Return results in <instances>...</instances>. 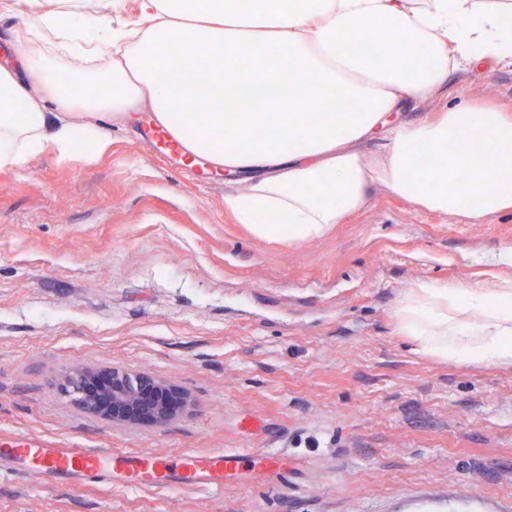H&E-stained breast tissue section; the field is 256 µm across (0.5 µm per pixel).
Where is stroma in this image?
Returning a JSON list of instances; mask_svg holds the SVG:
<instances>
[{"label":"stroma","mask_w":512,"mask_h":512,"mask_svg":"<svg viewBox=\"0 0 512 512\" xmlns=\"http://www.w3.org/2000/svg\"><path fill=\"white\" fill-rule=\"evenodd\" d=\"M164 145L0 173V430L90 448H281L280 483L220 496L0 479V512H512V369L411 352L394 308L416 283L504 276L512 216L416 214L397 197L326 237L254 238ZM121 367L187 396L162 425L87 415L67 373Z\"/></svg>","instance_id":"stroma-1"}]
</instances>
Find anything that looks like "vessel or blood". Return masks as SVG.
<instances>
[{"instance_id":"b4317fda","label":"vessel or blood","mask_w":512,"mask_h":512,"mask_svg":"<svg viewBox=\"0 0 512 512\" xmlns=\"http://www.w3.org/2000/svg\"><path fill=\"white\" fill-rule=\"evenodd\" d=\"M280 456L277 448L258 451L232 448L204 454L188 451L174 460L164 455L88 448L72 440L0 431V475L10 471L52 485L82 482L129 490L220 494L230 473L244 463H259L271 471L277 467Z\"/></svg>"}]
</instances>
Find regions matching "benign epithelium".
Instances as JSON below:
<instances>
[{
  "instance_id": "benign-epithelium-1",
  "label": "benign epithelium",
  "mask_w": 512,
  "mask_h": 512,
  "mask_svg": "<svg viewBox=\"0 0 512 512\" xmlns=\"http://www.w3.org/2000/svg\"><path fill=\"white\" fill-rule=\"evenodd\" d=\"M104 374L109 377L112 384L105 386L96 394L87 390L88 380L86 375L76 374L69 377L67 392L72 402L90 414L97 413L100 402L110 400L115 406L139 405L149 410L157 423H162L171 418L167 406L156 400L155 392L159 383L150 376L144 374L132 375L119 368L106 369Z\"/></svg>"
}]
</instances>
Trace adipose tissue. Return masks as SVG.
<instances>
[{
  "mask_svg": "<svg viewBox=\"0 0 512 512\" xmlns=\"http://www.w3.org/2000/svg\"><path fill=\"white\" fill-rule=\"evenodd\" d=\"M504 65L512 0H139L119 25L93 0H34L26 34L0 32V171L97 159L109 124L147 116L185 164L237 176L224 212L263 240L323 238L378 190L484 224L512 215V112L451 91ZM431 153L443 162L422 163ZM394 317L419 356L512 368L511 278L421 282Z\"/></svg>",
  "mask_w": 512,
  "mask_h": 512,
  "instance_id": "ef3b65f1",
  "label": "adipose tissue"
}]
</instances>
